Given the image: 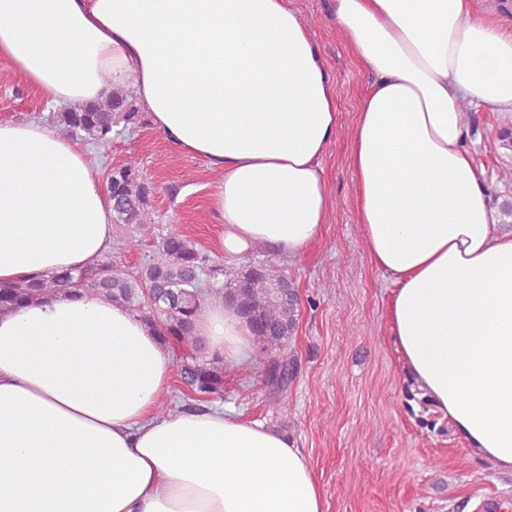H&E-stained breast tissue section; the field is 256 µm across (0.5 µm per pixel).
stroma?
<instances>
[{"instance_id":"35a3bbf8","label":"stroma","mask_w":512,"mask_h":512,"mask_svg":"<svg viewBox=\"0 0 512 512\" xmlns=\"http://www.w3.org/2000/svg\"><path fill=\"white\" fill-rule=\"evenodd\" d=\"M309 27L336 82L340 127L320 164L331 199L318 239L294 258L262 248L294 283L300 297L295 338L287 350L297 372L282 410L270 404L264 367H227L215 404L291 435L322 487L325 512H504L512 503V473L498 471L453 431L403 369L391 336V277L372 263L355 219L356 185L350 167L359 97L370 80L338 29L334 0H291ZM47 109L44 96L0 61V121L28 120ZM474 161L485 170L497 220L512 225V113L467 107ZM101 171L135 159L149 183L154 222L143 229L112 228L109 259L137 271L158 242L182 234L216 264L233 271L248 256L221 253L222 227L210 203L219 179L205 162L178 151L147 118L114 133L110 145H86ZM137 236L139 247L121 242Z\"/></svg>"}]
</instances>
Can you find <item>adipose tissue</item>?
Instances as JSON below:
<instances>
[{
    "mask_svg": "<svg viewBox=\"0 0 512 512\" xmlns=\"http://www.w3.org/2000/svg\"><path fill=\"white\" fill-rule=\"evenodd\" d=\"M371 74L351 165L357 222L395 290L404 368L470 448L512 472V231L465 146L469 100L512 112V30L472 0H335ZM0 60L50 104L132 89L153 129L220 179L218 250L295 257L330 202L336 83L289 0H0ZM112 244L101 173L41 119L0 122V282ZM206 355L245 361L236 305H202ZM174 379L124 305L67 290L0 312V512H325L305 455L264 423L161 412Z\"/></svg>",
    "mask_w": 512,
    "mask_h": 512,
    "instance_id": "1",
    "label": "adipose tissue"
}]
</instances>
